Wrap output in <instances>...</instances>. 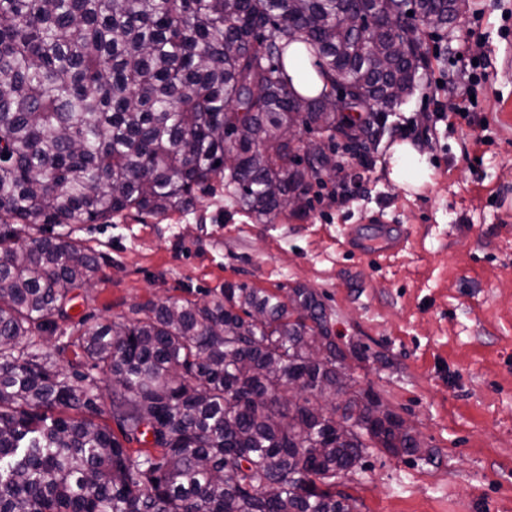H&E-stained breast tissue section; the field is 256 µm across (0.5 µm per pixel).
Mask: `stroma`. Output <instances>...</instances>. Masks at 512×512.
I'll return each mask as SVG.
<instances>
[{
    "instance_id": "35a3bbf8",
    "label": "stroma",
    "mask_w": 512,
    "mask_h": 512,
    "mask_svg": "<svg viewBox=\"0 0 512 512\" xmlns=\"http://www.w3.org/2000/svg\"><path fill=\"white\" fill-rule=\"evenodd\" d=\"M457 34L425 29L431 64L391 112L378 166L348 205L325 172L304 211L266 222L232 203L217 176L191 211L72 227L100 256V281L73 309L94 323L227 283L314 289L337 343L366 349L354 377L434 452L429 461L369 454L338 485L359 512H512V0H463ZM404 121L434 170L433 184L410 196L380 168ZM354 224L370 238L402 225L401 251H351Z\"/></svg>"
}]
</instances>
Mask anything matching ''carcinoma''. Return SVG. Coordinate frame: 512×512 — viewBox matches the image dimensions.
Wrapping results in <instances>:
<instances>
[{
	"mask_svg": "<svg viewBox=\"0 0 512 512\" xmlns=\"http://www.w3.org/2000/svg\"><path fill=\"white\" fill-rule=\"evenodd\" d=\"M412 5L433 29L459 12ZM410 29L395 0H0V512H356L340 475L417 452L406 421L342 377L367 355L336 342L313 290L226 284L90 326L70 309L99 256L52 231L189 211L217 175L276 217L320 165L285 131L335 139L341 89L347 110L373 105L349 138L364 150L429 66ZM295 42L314 52L316 97L291 88ZM58 320L71 330L45 350ZM70 347L88 371L57 367ZM100 377L113 428L91 419ZM338 410L362 436H336Z\"/></svg>",
	"mask_w": 512,
	"mask_h": 512,
	"instance_id": "obj_1",
	"label": "carcinoma"
}]
</instances>
